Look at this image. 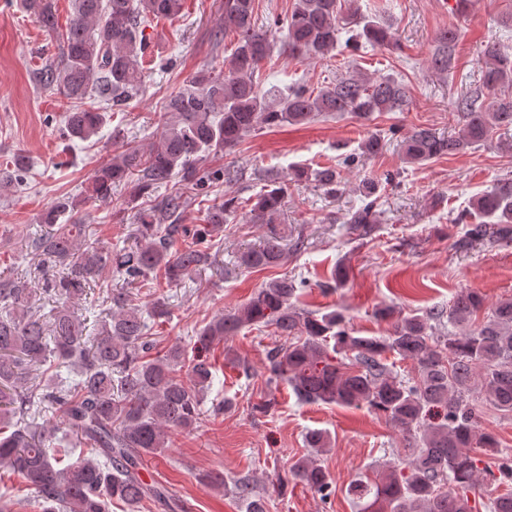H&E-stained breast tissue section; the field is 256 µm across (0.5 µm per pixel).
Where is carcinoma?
<instances>
[{"label": "carcinoma", "instance_id": "1", "mask_svg": "<svg viewBox=\"0 0 512 512\" xmlns=\"http://www.w3.org/2000/svg\"><path fill=\"white\" fill-rule=\"evenodd\" d=\"M339 0H293L292 8L259 22L255 0H224V30L237 37L228 64L202 69L170 96L162 131L147 154L127 149L95 169L86 188L98 200L136 174L132 198L181 176L188 189L205 192L220 180L246 179L245 169H212L207 158L234 149L263 127L301 124L319 116L349 112L368 119L403 112L411 104L407 86L391 77L371 78L346 72L317 91L296 86L286 92L262 90L256 79L274 48L297 59L332 56L343 30L347 42L387 46L392 35L363 14L354 0L350 14L340 15ZM184 0H72L63 34L61 60L49 55L38 72L39 83L74 103L64 113L62 131L69 140L97 135L106 110L122 109L143 82L148 44L143 25L173 19ZM22 7L45 30L57 27L55 0H21ZM459 31L442 29L428 68L448 75ZM479 88L456 101L462 127L454 136L418 125L403 136L408 163L455 155L489 140L496 129L512 127V54L499 43L483 50ZM384 148L378 134L364 139L360 152L339 166L297 167L293 180L313 181L328 193L344 190V169L353 168ZM14 171L0 179V190L20 180L25 156L13 159ZM384 180L358 185L362 205L348 223L368 232L379 223L376 211ZM286 186L271 180L244 214L235 198L211 205L204 223H180L190 197L184 191L134 211V244L117 250L86 238L76 219L60 224L73 207L65 200L40 217L43 233L32 238L33 275L0 279V468L17 473L41 512H109L112 502L137 506L145 501L166 508L168 488L142 478V460L169 447L170 433L191 431L204 416L203 396L212 382V363L204 352L215 343L252 326L272 327L283 342L268 352L270 379L284 381L305 404L364 406L398 427L406 437L410 461L389 467L375 478L351 482L349 493L360 512H473L485 456L502 453L497 438L479 429V411L470 398L474 385L486 400L512 412V298L498 301L483 320L482 295L467 291L449 309L425 315H378L391 321L384 336H356L345 316L331 310L304 313L293 299L304 282L283 277L259 288L242 307L205 324L194 336L192 357L183 346L156 351L146 318L168 317L166 304L143 312L125 288L105 290L109 311L89 320L78 313L89 288L107 269L130 284L159 272L169 285L201 274L212 264L215 237L230 220L265 227L262 242L243 252L240 266L263 270L281 265L288 253L286 236L274 223L284 206ZM466 242L490 245L512 242V178L499 179L471 203ZM192 245L175 249L180 237ZM464 324L459 333L436 335L431 322ZM412 362L415 376H399L388 356ZM63 368L79 379H60ZM188 374L191 383L182 379ZM312 454L288 469L290 477L326 499L332 493L329 473L315 454L326 448L327 435H306ZM247 512H266L265 497L249 483L236 484Z\"/></svg>", "mask_w": 512, "mask_h": 512}]
</instances>
